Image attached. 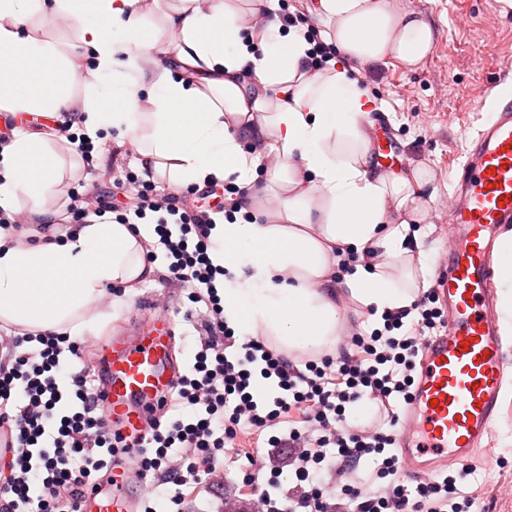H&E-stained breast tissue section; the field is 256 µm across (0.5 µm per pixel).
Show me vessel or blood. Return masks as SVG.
I'll list each match as a JSON object with an SVG mask.
<instances>
[{"label":"vessel or blood","instance_id":"b4317fda","mask_svg":"<svg viewBox=\"0 0 512 512\" xmlns=\"http://www.w3.org/2000/svg\"><path fill=\"white\" fill-rule=\"evenodd\" d=\"M451 248L436 266L448 308L445 334L426 339L413 396L398 435L404 475L465 458L487 436L498 414L505 359L491 258L500 231L512 224V69L504 70L486 121L448 195ZM152 333L112 339L98 370L100 404L113 429L143 434L161 399L181 374L171 347L169 319L152 314ZM99 512H135L123 487L93 500Z\"/></svg>","mask_w":512,"mask_h":512}]
</instances>
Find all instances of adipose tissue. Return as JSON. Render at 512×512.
<instances>
[{
  "mask_svg": "<svg viewBox=\"0 0 512 512\" xmlns=\"http://www.w3.org/2000/svg\"><path fill=\"white\" fill-rule=\"evenodd\" d=\"M158 0H0V118L37 115L99 144L116 132L142 169L184 186L235 180L241 214L210 231L223 266L224 318L239 336L262 338L287 354L333 349L344 333L336 304L345 296L375 318L411 305L412 262H425L411 225L426 216L425 168L396 173L373 152L371 101L349 62L391 58L423 63L435 30L392 0H318L325 43L338 53L308 65L306 31L249 20L273 0H177L164 14L177 40L158 46L143 32ZM67 17L80 44L61 51L43 25ZM80 78L81 98L69 81ZM64 181L46 131L15 135L0 148V210L29 202L30 223ZM262 210L261 221L244 219ZM149 224L102 216L36 244L0 227V321L22 332L97 336L112 316L97 301L107 286L126 290L153 278L143 259ZM358 257L337 275V251ZM501 331L512 335V234L499 242Z\"/></svg>",
  "mask_w": 512,
  "mask_h": 512,
  "instance_id": "ef3b65f1",
  "label": "adipose tissue"
}]
</instances>
